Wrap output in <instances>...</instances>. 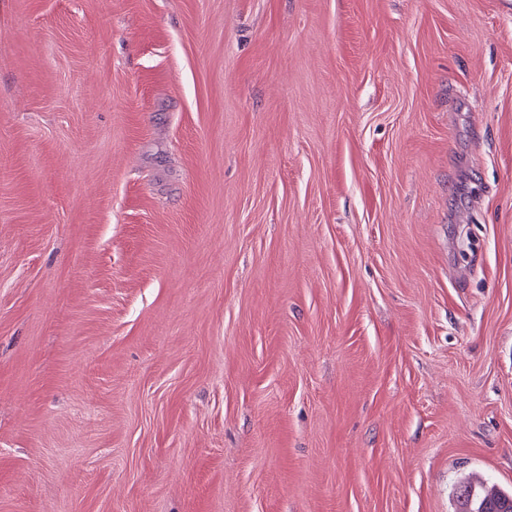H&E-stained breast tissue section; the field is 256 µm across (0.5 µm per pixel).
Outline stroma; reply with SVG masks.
I'll list each match as a JSON object with an SVG mask.
<instances>
[{"instance_id":"obj_1","label":"stroma","mask_w":512,"mask_h":512,"mask_svg":"<svg viewBox=\"0 0 512 512\" xmlns=\"http://www.w3.org/2000/svg\"><path fill=\"white\" fill-rule=\"evenodd\" d=\"M512 490V0H0V512Z\"/></svg>"}]
</instances>
